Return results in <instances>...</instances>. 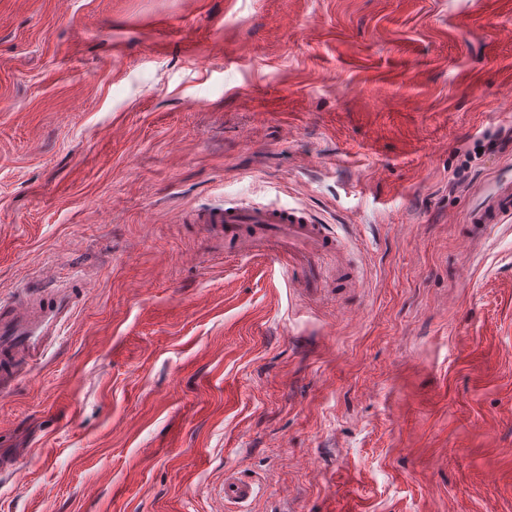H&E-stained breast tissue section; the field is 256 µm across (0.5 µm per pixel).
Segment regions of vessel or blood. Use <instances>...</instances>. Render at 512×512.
I'll use <instances>...</instances> for the list:
<instances>
[{
	"label": "vessel or blood",
	"mask_w": 512,
	"mask_h": 512,
	"mask_svg": "<svg viewBox=\"0 0 512 512\" xmlns=\"http://www.w3.org/2000/svg\"><path fill=\"white\" fill-rule=\"evenodd\" d=\"M512 213V188L501 190L493 203L478 213L477 223H499L502 214ZM224 238L227 252H235L246 242L261 245L269 264L297 269L298 285H307L316 265V249L329 234L301 209L259 205L228 206L209 215ZM74 303L69 295L51 293L37 307L17 303L0 307V394L7 392L26 371L41 364L47 346L70 318ZM255 494L251 481L228 478L224 481V502L240 508Z\"/></svg>",
	"instance_id": "vessel-or-blood-1"
}]
</instances>
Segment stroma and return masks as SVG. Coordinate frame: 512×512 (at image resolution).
I'll return each instance as SVG.
<instances>
[{
  "label": "stroma",
  "instance_id": "35a3bbf8",
  "mask_svg": "<svg viewBox=\"0 0 512 512\" xmlns=\"http://www.w3.org/2000/svg\"><path fill=\"white\" fill-rule=\"evenodd\" d=\"M512 0H0V512H512ZM308 211L319 283L197 213ZM512 213V188H504L493 203L477 214L474 224H498L501 215ZM66 294H47L37 307L19 302L0 307V394L10 390L19 376L41 364L47 346L73 313ZM255 494V488L251 481L242 478H225L223 495L224 503L233 508L242 507Z\"/></svg>",
  "mask_w": 512,
  "mask_h": 512
}]
</instances>
